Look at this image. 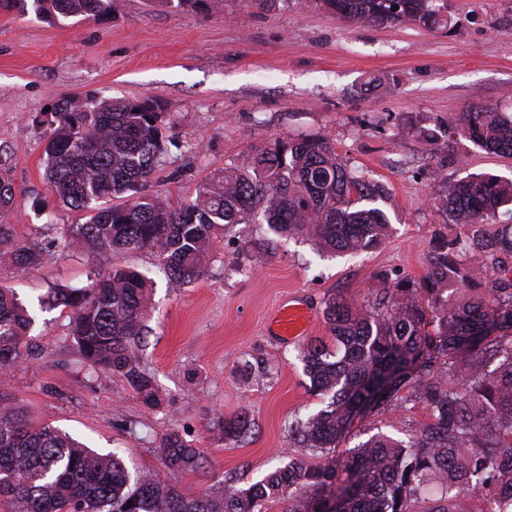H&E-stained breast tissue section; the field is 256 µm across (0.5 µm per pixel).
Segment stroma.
I'll return each mask as SVG.
<instances>
[{
	"label": "stroma",
	"instance_id": "stroma-1",
	"mask_svg": "<svg viewBox=\"0 0 512 512\" xmlns=\"http://www.w3.org/2000/svg\"><path fill=\"white\" fill-rule=\"evenodd\" d=\"M448 24L345 20L314 0H210L172 11L155 0H115L110 19L39 22L0 11V149L10 157L19 237L36 240L79 212L43 178L44 109L68 97L148 96L169 125L170 166L148 190L177 200L206 176L276 140L321 134L352 165L383 182L391 232L357 257H323L301 238L270 245L263 224L217 234L205 275L169 281L148 250L55 254L22 274L0 261V287L35 317L25 355L0 372V399L35 424L51 423L98 453L119 448L129 467L201 493L215 483L246 487L284 456H320L288 439V426L321 408L301 345L275 335L284 302L314 313L310 340L328 339L323 310L340 296L371 303L399 279H421L435 233L456 236L429 200L444 182L472 174L512 180V155L450 135L462 112L491 106L512 115V0H446ZM131 266L155 281L144 366L162 397L142 404L125 378L89 370L70 335L66 308H39L51 288H81L92 271ZM248 411L250 427L225 437L219 419ZM425 417L408 392L369 410L337 450L371 435L406 439ZM175 432L203 451L200 473L168 471L160 458Z\"/></svg>",
	"mask_w": 512,
	"mask_h": 512
}]
</instances>
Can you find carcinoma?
Returning <instances> with one entry per match:
<instances>
[{
  "label": "carcinoma",
  "mask_w": 512,
  "mask_h": 512,
  "mask_svg": "<svg viewBox=\"0 0 512 512\" xmlns=\"http://www.w3.org/2000/svg\"><path fill=\"white\" fill-rule=\"evenodd\" d=\"M350 19L448 25L442 0H317ZM398 10H393V7ZM114 0H0V11L56 22L112 16ZM44 179L84 222L43 224L48 246L21 239L9 215L17 189L0 156V260L20 273L53 253L148 249L167 277L192 284L205 273L216 231L260 216L283 238L303 235L321 248L355 254L380 245L389 232L386 186L358 172L322 135L278 140L241 163L203 180L195 196L174 203L145 192L166 163L163 112L153 98L59 100L44 121ZM453 132L487 150L512 154V116L484 106L462 113ZM512 180L476 175L444 186L431 199L445 223L462 232L431 242L430 267L419 281L402 279L368 306L331 298L323 317L336 349L316 341L303 349L310 387L324 406L288 430L303 448L326 457L310 465L290 458L246 488L212 485L189 494L151 472L132 473L117 452L101 455L50 423L33 426L0 402V501L11 512H418L433 481L440 496L428 512H461L458 501L483 500L496 512L512 497V277L498 254L512 255ZM490 264L492 276L466 299L448 294L465 282L461 255ZM150 279L130 267L94 272L83 288H55L42 309L70 310L77 353L91 370L121 374L156 408L160 398L142 366L145 319L152 308ZM34 322L15 295L0 288V370L29 348ZM413 392L426 419L407 440L377 433L350 456L335 449L369 407ZM250 426L241 412L224 421V435ZM165 466L205 468L201 452L170 433L162 441Z\"/></svg>",
  "instance_id": "carcinoma-1"
}]
</instances>
